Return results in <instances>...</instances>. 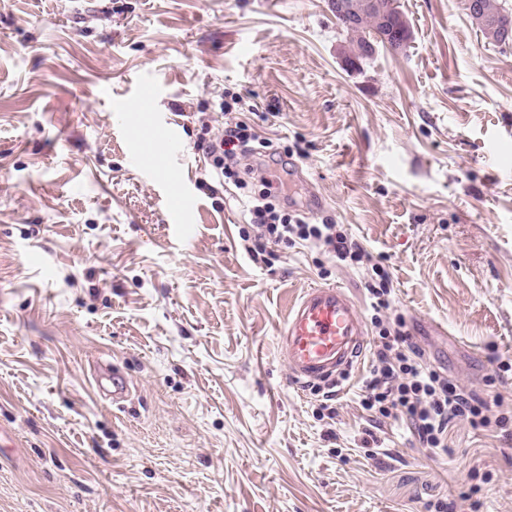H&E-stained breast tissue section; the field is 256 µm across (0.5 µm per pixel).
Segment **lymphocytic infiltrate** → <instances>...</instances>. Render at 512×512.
Segmentation results:
<instances>
[{
	"label": "lymphocytic infiltrate",
	"mask_w": 512,
	"mask_h": 512,
	"mask_svg": "<svg viewBox=\"0 0 512 512\" xmlns=\"http://www.w3.org/2000/svg\"><path fill=\"white\" fill-rule=\"evenodd\" d=\"M195 147L210 158L206 177L213 183L232 181L246 190L243 228L245 250L256 263L266 262L269 245H320L337 261L363 268L370 274L367 290L377 330L370 377L359 395L361 407L378 421L404 422L433 455L447 454V429L457 420L472 428L490 422L485 400L469 393L429 364L424 350L409 343L403 318L388 319L392 280L388 271L371 261L366 251L331 221L313 224L299 213L275 204L273 166L288 162L272 143L257 142L247 125L232 120L214 139L200 138Z\"/></svg>",
	"instance_id": "1"
}]
</instances>
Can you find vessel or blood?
<instances>
[{"label": "vessel or blood", "instance_id": "obj_1", "mask_svg": "<svg viewBox=\"0 0 512 512\" xmlns=\"http://www.w3.org/2000/svg\"><path fill=\"white\" fill-rule=\"evenodd\" d=\"M364 316L342 288L306 289L288 311L281 352L297 387L331 386L358 364L366 350Z\"/></svg>", "mask_w": 512, "mask_h": 512}]
</instances>
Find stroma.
<instances>
[{"mask_svg": "<svg viewBox=\"0 0 512 512\" xmlns=\"http://www.w3.org/2000/svg\"><path fill=\"white\" fill-rule=\"evenodd\" d=\"M397 4L410 48L352 70L326 0H0V512H512V432L457 421L433 456L370 421L363 371L319 418L288 306L334 285L368 310L361 273L282 245L254 263L238 189L199 183L232 90L300 168L287 194L321 196L310 222L389 271L412 342L512 419V50L466 0ZM158 118L183 155L133 161Z\"/></svg>", "mask_w": 512, "mask_h": 512, "instance_id": "obj_1", "label": "stroma"}]
</instances>
